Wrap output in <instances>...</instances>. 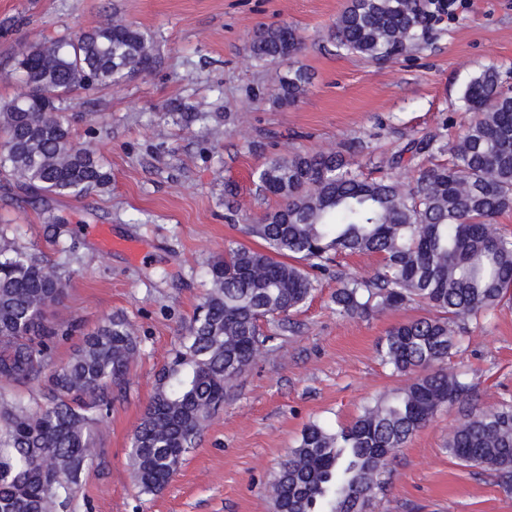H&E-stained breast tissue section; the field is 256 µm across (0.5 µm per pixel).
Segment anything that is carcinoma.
<instances>
[{
    "instance_id": "carcinoma-1",
    "label": "carcinoma",
    "mask_w": 512,
    "mask_h": 512,
    "mask_svg": "<svg viewBox=\"0 0 512 512\" xmlns=\"http://www.w3.org/2000/svg\"><path fill=\"white\" fill-rule=\"evenodd\" d=\"M443 0H350L332 33L336 48L381 60L425 37ZM293 29L261 27L251 44L259 61L296 56ZM151 41L139 27L104 22L73 39L33 46L16 57L29 93L0 104V176L29 198H81L105 189L111 173L72 136L66 105L145 70ZM298 66L276 75L277 99L293 104L310 84ZM475 113L467 129L442 143L411 142L415 157L448 153L412 180L367 178L339 151L280 156L259 172L278 206L230 241L207 269L209 289L133 433L129 457L139 492L160 493L237 377L267 350L261 322L284 321L315 290L312 269L342 255L371 253L369 276H347L336 313L356 317L421 302L434 315L390 327L380 362L417 376L404 390L367 405L351 424L312 422L271 483L274 512H366L378 476L410 437L444 407L468 400L472 385L448 370L458 348L454 326L512 296V236L495 224L512 209V95L489 66L463 94ZM71 270L11 245L0 228V512H60L92 462L91 430L106 423L112 386L138 354L132 325L110 318L86 333L75 356L52 366L51 344L73 325L48 314L65 297ZM44 381L31 408L4 386ZM448 455L495 474L512 489V406H472L448 434Z\"/></svg>"
}]
</instances>
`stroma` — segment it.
Wrapping results in <instances>:
<instances>
[{"label": "stroma", "instance_id": "1", "mask_svg": "<svg viewBox=\"0 0 512 512\" xmlns=\"http://www.w3.org/2000/svg\"><path fill=\"white\" fill-rule=\"evenodd\" d=\"M350 0H0V103L20 89L21 43L71 37L117 16L152 38L154 63L118 87L83 94L67 111L77 142L91 146L112 174L109 189L47 207L65 224L66 251L51 241L40 203L0 182V225L17 247L73 272L52 310L79 330L59 341L53 362L69 360L83 333L109 317L134 325L139 353L107 423L93 433L98 456L68 512H272L268 484L310 422H353L374 399L404 388L376 356L400 322L426 315L411 304L355 318L337 315L341 275L372 273L374 255L331 263L311 299L285 324H263L269 348L239 376L198 446L167 487L139 494L128 457L133 430L157 376L208 290L206 270L227 242L253 245L244 225L273 210L256 173L289 152L332 148L364 173L413 176L411 141L445 142L473 114L461 96L475 73L493 65L512 95V0H465L431 22L427 39L399 57L373 62L337 53L329 37ZM303 39L295 65L311 75L306 92L275 104L286 62L254 59L262 25ZM150 245L145 261L103 249L86 225ZM448 365L464 374L482 407L512 403V299L469 320ZM466 411L440 410L391 460L369 512H512V491L490 472L451 458L445 444Z\"/></svg>", "mask_w": 512, "mask_h": 512}]
</instances>
